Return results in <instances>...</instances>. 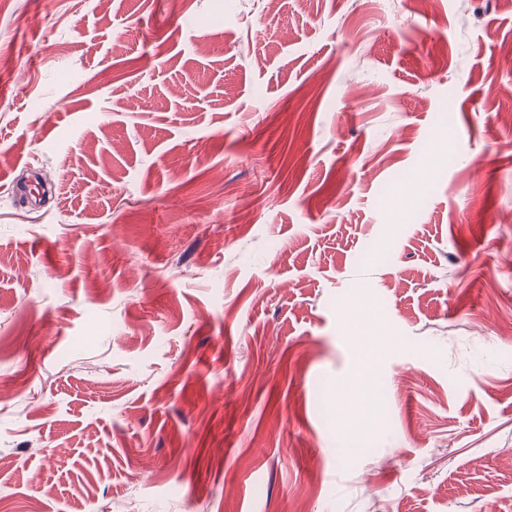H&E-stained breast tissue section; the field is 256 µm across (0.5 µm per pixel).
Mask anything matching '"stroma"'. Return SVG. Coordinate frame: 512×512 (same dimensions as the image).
<instances>
[{"label":"stroma","mask_w":512,"mask_h":512,"mask_svg":"<svg viewBox=\"0 0 512 512\" xmlns=\"http://www.w3.org/2000/svg\"><path fill=\"white\" fill-rule=\"evenodd\" d=\"M507 46L512 0H0V512H512Z\"/></svg>","instance_id":"35a3bbf8"}]
</instances>
